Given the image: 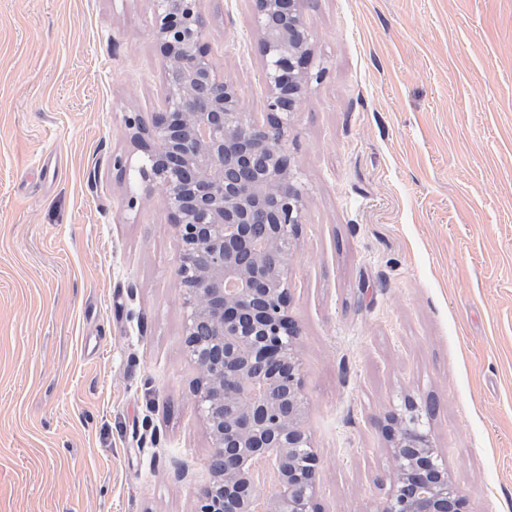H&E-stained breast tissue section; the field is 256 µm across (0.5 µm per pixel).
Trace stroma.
Masks as SVG:
<instances>
[{"label": "stroma", "instance_id": "1", "mask_svg": "<svg viewBox=\"0 0 512 512\" xmlns=\"http://www.w3.org/2000/svg\"><path fill=\"white\" fill-rule=\"evenodd\" d=\"M267 118L253 0H203ZM154 0H0V512H196L212 442L177 231L125 119ZM288 254L320 512H383L412 398L467 512H512V0H304ZM136 206H129L130 196Z\"/></svg>", "mask_w": 512, "mask_h": 512}]
</instances>
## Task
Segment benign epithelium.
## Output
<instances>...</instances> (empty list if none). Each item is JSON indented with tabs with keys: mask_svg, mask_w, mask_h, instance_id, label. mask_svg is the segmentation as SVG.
Returning <instances> with one entry per match:
<instances>
[{
	"mask_svg": "<svg viewBox=\"0 0 512 512\" xmlns=\"http://www.w3.org/2000/svg\"><path fill=\"white\" fill-rule=\"evenodd\" d=\"M165 107L126 127L140 179L162 188L178 229L195 396L223 469L197 512H316L318 459L304 423L302 363L288 317V246L303 193L285 133L311 74L303 0H254L267 84L264 122L204 42L201 0H155ZM394 473L383 512H465L417 402L389 418Z\"/></svg>",
	"mask_w": 512,
	"mask_h": 512,
	"instance_id": "benign-epithelium-1",
	"label": "benign epithelium"
}]
</instances>
